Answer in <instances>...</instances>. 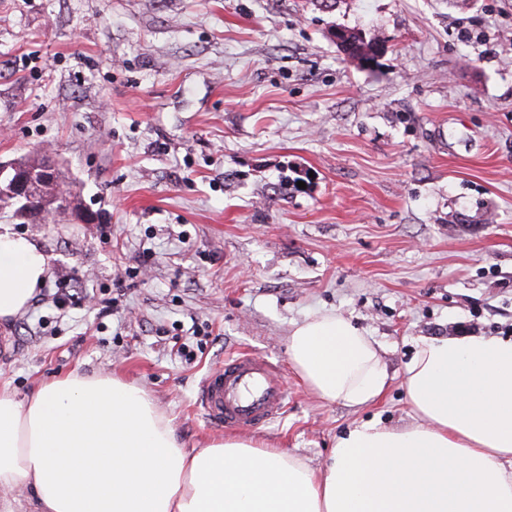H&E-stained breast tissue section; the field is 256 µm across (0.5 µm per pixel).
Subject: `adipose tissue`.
<instances>
[{
    "label": "adipose tissue",
    "instance_id": "obj_1",
    "mask_svg": "<svg viewBox=\"0 0 512 512\" xmlns=\"http://www.w3.org/2000/svg\"><path fill=\"white\" fill-rule=\"evenodd\" d=\"M49 260L0 232V323L29 305ZM288 359L319 399L361 409L389 375L377 341L340 312L292 328ZM411 420L372 418L311 467L260 439L195 452L122 377L71 372L22 398L0 385V490L29 512H512V339L422 337L406 366Z\"/></svg>",
    "mask_w": 512,
    "mask_h": 512
}]
</instances>
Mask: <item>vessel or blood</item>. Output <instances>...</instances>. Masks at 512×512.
Segmentation results:
<instances>
[{"mask_svg":"<svg viewBox=\"0 0 512 512\" xmlns=\"http://www.w3.org/2000/svg\"><path fill=\"white\" fill-rule=\"evenodd\" d=\"M195 405L210 425L247 431L280 417L287 390L277 363L240 351L204 378Z\"/></svg>","mask_w":512,"mask_h":512,"instance_id":"1","label":"vessel or blood"}]
</instances>
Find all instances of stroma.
Wrapping results in <instances>:
<instances>
[{
	"label": "stroma",
	"mask_w": 512,
	"mask_h": 512,
	"mask_svg": "<svg viewBox=\"0 0 512 512\" xmlns=\"http://www.w3.org/2000/svg\"><path fill=\"white\" fill-rule=\"evenodd\" d=\"M43 152L96 220L0 206L49 257L0 326L19 395L113 373L195 451L223 434L203 378L248 350L288 385L257 436L316 467L357 421H409L419 337L512 338V0H0V163ZM324 311L380 344L376 404L296 377L288 335Z\"/></svg>",
	"instance_id": "stroma-1"
}]
</instances>
